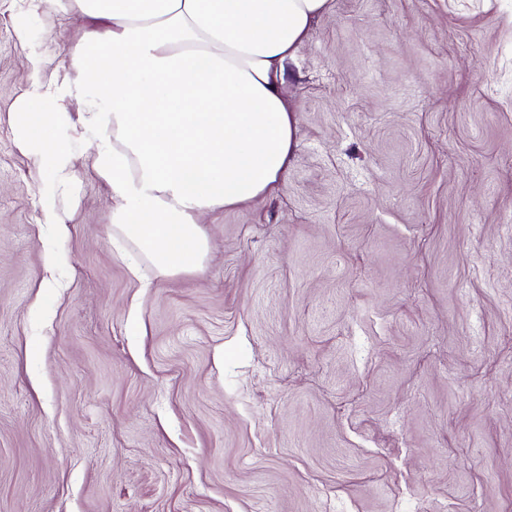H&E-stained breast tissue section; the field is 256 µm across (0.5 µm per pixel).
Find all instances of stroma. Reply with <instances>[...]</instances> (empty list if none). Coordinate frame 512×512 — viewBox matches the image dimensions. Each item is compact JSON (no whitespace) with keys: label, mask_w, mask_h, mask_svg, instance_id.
I'll return each instance as SVG.
<instances>
[{"label":"stroma","mask_w":512,"mask_h":512,"mask_svg":"<svg viewBox=\"0 0 512 512\" xmlns=\"http://www.w3.org/2000/svg\"><path fill=\"white\" fill-rule=\"evenodd\" d=\"M84 32L0 0V512H512V0H332L287 175L175 276L89 130L60 185L14 125Z\"/></svg>","instance_id":"35a3bbf8"}]
</instances>
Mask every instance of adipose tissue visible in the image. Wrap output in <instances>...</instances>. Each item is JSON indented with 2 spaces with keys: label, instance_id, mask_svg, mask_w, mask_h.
<instances>
[{
  "label": "adipose tissue",
  "instance_id": "1",
  "mask_svg": "<svg viewBox=\"0 0 512 512\" xmlns=\"http://www.w3.org/2000/svg\"><path fill=\"white\" fill-rule=\"evenodd\" d=\"M75 2L80 19L106 29L87 30L72 70L54 80L28 58L14 122L61 181L72 155L30 133L68 118L42 112L43 101L81 103L114 231L161 275L196 267L209 249L196 214L253 201L287 174L297 146L287 70L332 0Z\"/></svg>",
  "mask_w": 512,
  "mask_h": 512
}]
</instances>
